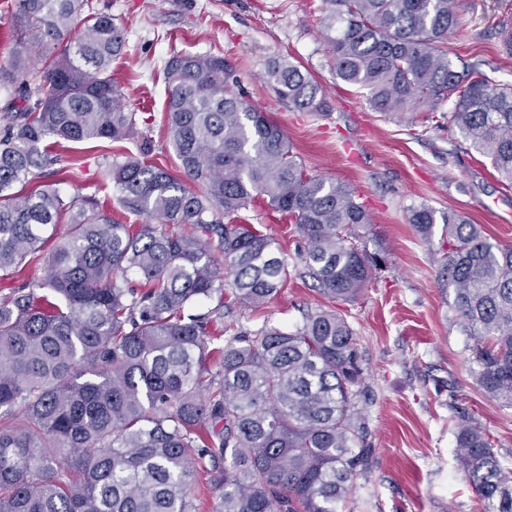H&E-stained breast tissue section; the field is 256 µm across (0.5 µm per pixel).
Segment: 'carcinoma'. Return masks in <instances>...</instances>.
<instances>
[{"label": "carcinoma", "mask_w": 512, "mask_h": 512, "mask_svg": "<svg viewBox=\"0 0 512 512\" xmlns=\"http://www.w3.org/2000/svg\"><path fill=\"white\" fill-rule=\"evenodd\" d=\"M336 76L368 90L378 112L448 100V123L512 186V84H492L448 57L459 0H328ZM19 49L0 82L15 111L0 130V281L68 229L37 287L0 298V512H195L189 490L207 474L217 512H341L364 475L361 356L346 318L306 311L292 330L224 324V296L260 307L288 278L272 238L237 223L253 196L288 217L300 260L323 294L357 297L386 249L357 244L371 223L344 182L310 175L282 128L237 89L224 57L174 53L165 63L168 134L183 175L148 160L113 159L107 173L129 210L155 219L133 229L93 198L14 186L59 161L42 147L133 140L137 114L112 81L124 30L93 0H17ZM512 57V22L496 23ZM280 101L324 112L325 92L287 59L267 70ZM448 229L443 274L464 331L474 336L477 383L512 406V246L464 216L422 205L410 223L425 239ZM143 277L140 291L129 275ZM218 355L216 368L209 355ZM459 465L483 512H512V472L479 427L458 426Z\"/></svg>", "instance_id": "cac0c4a2"}]
</instances>
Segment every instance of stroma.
Returning a JSON list of instances; mask_svg holds the SVG:
<instances>
[{
	"instance_id": "obj_1",
	"label": "stroma",
	"mask_w": 512,
	"mask_h": 512,
	"mask_svg": "<svg viewBox=\"0 0 512 512\" xmlns=\"http://www.w3.org/2000/svg\"><path fill=\"white\" fill-rule=\"evenodd\" d=\"M120 24L127 52L112 64L153 162L175 169L169 142L163 65L174 52L212 53L232 67L241 90L280 125L307 173L348 183L372 222L359 246H385L386 263L354 300L332 302L304 276L303 241L287 217L254 199L242 223L269 235L288 261L290 275L262 308H247L225 291L230 317L247 329L263 323L290 328L304 311L332 308L345 315L362 353L367 469L342 512H481L459 466L457 424L467 420L490 437L512 469V407L488 397L476 381L474 339L463 331L453 295L441 275L447 249L442 225L424 240L410 223L413 207L452 210L512 245V188L496 178L485 157L470 150L456 128L434 125L424 110L403 115L374 111L368 92L337 80L325 39L323 0H94ZM497 0H461L463 32L447 44L502 84H512V58L502 54L494 30L473 18L494 12ZM300 65L323 87L330 108L299 112L273 93L266 70L273 59ZM61 175L43 174L35 186L92 197L114 220L145 218L122 206L106 176L115 154L132 143H59Z\"/></svg>"
}]
</instances>
